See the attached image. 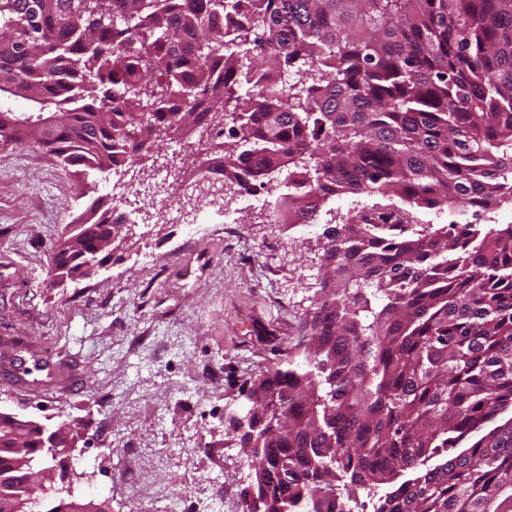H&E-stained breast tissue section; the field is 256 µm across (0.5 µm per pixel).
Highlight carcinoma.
Segmentation results:
<instances>
[{
  "label": "carcinoma",
  "instance_id": "cac0c4a2",
  "mask_svg": "<svg viewBox=\"0 0 512 512\" xmlns=\"http://www.w3.org/2000/svg\"><path fill=\"white\" fill-rule=\"evenodd\" d=\"M27 101L23 112L10 103ZM250 194L390 200L324 231L296 352L248 389L245 512H512V224L409 223L512 204V0H0V150L37 147L96 189L185 123ZM232 145L217 141L224 128ZM92 199L55 285L111 234ZM0 414V471L14 468ZM27 430V429H25ZM33 451L50 431L31 422ZM0 484V512H33Z\"/></svg>",
  "mask_w": 512,
  "mask_h": 512
}]
</instances>
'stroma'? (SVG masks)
<instances>
[{"label": "stroma", "instance_id": "35a3bbf8", "mask_svg": "<svg viewBox=\"0 0 512 512\" xmlns=\"http://www.w3.org/2000/svg\"><path fill=\"white\" fill-rule=\"evenodd\" d=\"M83 184L36 147L0 150V412L76 439L57 486L112 512H243L249 466L226 434L253 377L295 351L319 289L324 225L379 195L334 198L313 230L234 220L135 226L81 283L47 287ZM421 224H512V206L416 210Z\"/></svg>", "mask_w": 512, "mask_h": 512}]
</instances>
